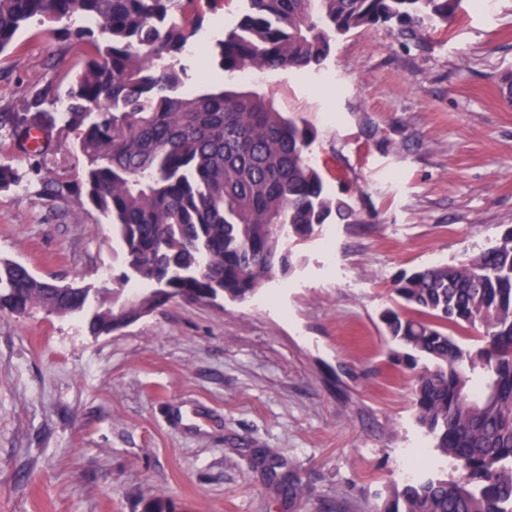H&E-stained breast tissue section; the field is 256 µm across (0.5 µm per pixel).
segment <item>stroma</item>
Instances as JSON below:
<instances>
[{
  "instance_id": "1",
  "label": "stroma",
  "mask_w": 512,
  "mask_h": 512,
  "mask_svg": "<svg viewBox=\"0 0 512 512\" xmlns=\"http://www.w3.org/2000/svg\"><path fill=\"white\" fill-rule=\"evenodd\" d=\"M244 10L223 0L181 56L191 91L232 83L304 117L330 191L357 213L294 247L285 278L243 302L174 300L108 335L82 314L0 312V512H371L407 470L443 468L417 424L410 376L378 316L405 269L451 263L512 227V0H468L424 45L375 27L337 43L321 75L226 76L217 43ZM37 22L0 55V113L48 89L56 144L34 172L9 135L0 159V258L109 305L123 269L112 227L75 198L47 205L39 173L83 159L58 113L82 46L46 45ZM296 470L303 497L249 453ZM253 461L256 467H260L265 472L271 482L276 484L286 483L289 496L300 497L305 494L306 487L304 482L296 472L289 471L288 475L280 476L277 470L283 464H281L277 456L266 450H254Z\"/></svg>"
}]
</instances>
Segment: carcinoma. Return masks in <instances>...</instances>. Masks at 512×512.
Returning a JSON list of instances; mask_svg holds the SVG:
<instances>
[{
    "label": "carcinoma",
    "mask_w": 512,
    "mask_h": 512,
    "mask_svg": "<svg viewBox=\"0 0 512 512\" xmlns=\"http://www.w3.org/2000/svg\"><path fill=\"white\" fill-rule=\"evenodd\" d=\"M220 0H0V54L33 20L49 39L64 36L87 60L62 102L76 132L83 182L49 179L52 198L77 197L112 224L126 271L112 305L88 328L135 322L173 299L241 301L293 268L290 243L317 228L362 223L331 195L314 158L315 134L255 92L180 91L188 79L178 56L204 22L201 4ZM238 22L217 44L232 75L264 70L318 71L336 42L379 25L425 42L464 14V0H244ZM7 117L17 148L48 151L49 113ZM397 305L380 320L397 346L391 358L411 373V403L451 476L403 482L373 512H512V228L485 250L453 263L419 266L393 283ZM89 289L37 277L0 259V304L55 314L83 311ZM459 330L481 333L462 343ZM269 480L300 497L294 471L253 451Z\"/></svg>",
    "instance_id": "1"
}]
</instances>
